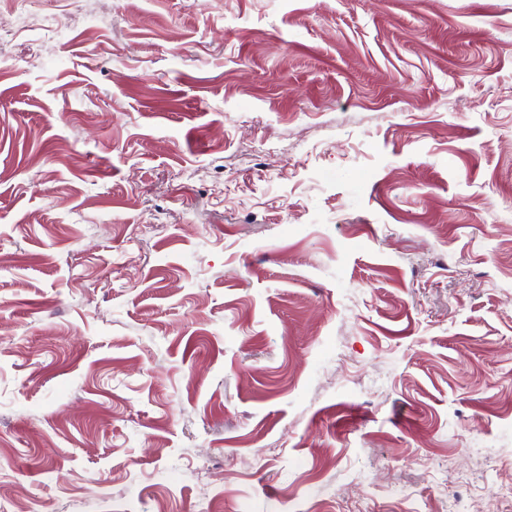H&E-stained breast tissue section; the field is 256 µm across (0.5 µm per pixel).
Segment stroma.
Listing matches in <instances>:
<instances>
[{
	"instance_id": "stroma-1",
	"label": "stroma",
	"mask_w": 512,
	"mask_h": 512,
	"mask_svg": "<svg viewBox=\"0 0 512 512\" xmlns=\"http://www.w3.org/2000/svg\"><path fill=\"white\" fill-rule=\"evenodd\" d=\"M28 12L6 512H512V0Z\"/></svg>"
}]
</instances>
